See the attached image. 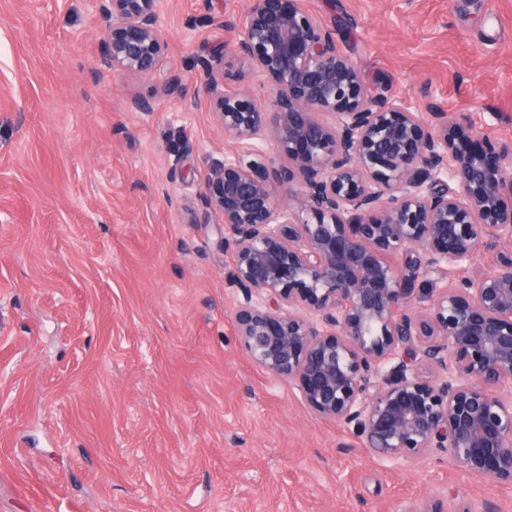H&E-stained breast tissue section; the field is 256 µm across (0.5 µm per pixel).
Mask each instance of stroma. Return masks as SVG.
Here are the masks:
<instances>
[{
    "label": "stroma",
    "mask_w": 512,
    "mask_h": 512,
    "mask_svg": "<svg viewBox=\"0 0 512 512\" xmlns=\"http://www.w3.org/2000/svg\"><path fill=\"white\" fill-rule=\"evenodd\" d=\"M370 95L512 142V0H301ZM248 0H164L162 75L101 69L92 0H0V512H512L440 453H367L236 336L233 256L203 187L238 144L201 56ZM155 103L134 112L131 98Z\"/></svg>",
    "instance_id": "stroma-1"
}]
</instances>
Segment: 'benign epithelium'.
<instances>
[{"mask_svg": "<svg viewBox=\"0 0 512 512\" xmlns=\"http://www.w3.org/2000/svg\"><path fill=\"white\" fill-rule=\"evenodd\" d=\"M98 2L102 64L155 73L161 0ZM233 56L200 67L239 143L204 196L234 255L242 349L368 452L410 464L442 452L512 485V143L467 150L455 135L464 117L370 96L334 30L299 0H250ZM233 69L264 80L268 109L224 89ZM273 178L293 185L288 200ZM416 512L477 510L435 499Z\"/></svg>", "mask_w": 512, "mask_h": 512, "instance_id": "obj_1", "label": "benign epithelium"}]
</instances>
